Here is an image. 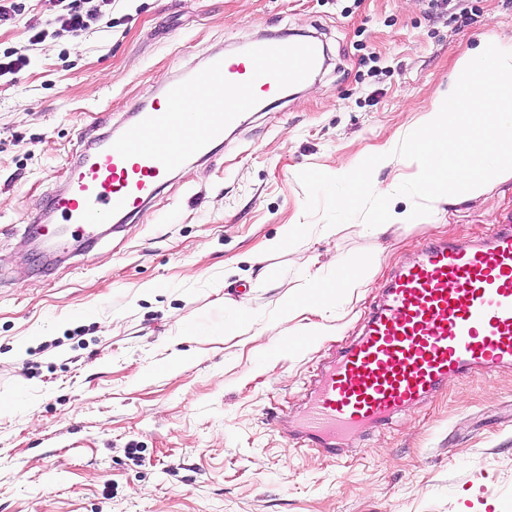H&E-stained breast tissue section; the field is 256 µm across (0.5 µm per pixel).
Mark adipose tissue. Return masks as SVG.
<instances>
[{
    "label": "adipose tissue",
    "mask_w": 512,
    "mask_h": 512,
    "mask_svg": "<svg viewBox=\"0 0 512 512\" xmlns=\"http://www.w3.org/2000/svg\"><path fill=\"white\" fill-rule=\"evenodd\" d=\"M308 283V292L302 298L289 302L284 321H291L295 315L305 311L325 308L329 301L345 292L363 287L366 278L358 269L344 266L333 258L312 273Z\"/></svg>",
    "instance_id": "ef3b65f1"
}]
</instances>
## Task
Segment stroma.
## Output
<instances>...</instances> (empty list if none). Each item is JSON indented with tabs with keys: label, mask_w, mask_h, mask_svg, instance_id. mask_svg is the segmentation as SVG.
Returning <instances> with one entry per match:
<instances>
[{
	"label": "stroma",
	"mask_w": 512,
	"mask_h": 512,
	"mask_svg": "<svg viewBox=\"0 0 512 512\" xmlns=\"http://www.w3.org/2000/svg\"><path fill=\"white\" fill-rule=\"evenodd\" d=\"M17 2L0 21V53L31 59L0 76V512H512L509 368L450 379L333 458L286 438L399 265L512 214L509 180L376 237L364 185L328 181L397 146L460 56L511 40L512 0H105L78 37L55 23L63 0ZM274 34L326 46L317 79L189 157L120 232L40 257L28 222L92 140L213 51ZM287 224L304 245L270 249ZM333 255L381 264L281 325ZM310 323L323 335L298 336Z\"/></svg>",
	"instance_id": "1"
}]
</instances>
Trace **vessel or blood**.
<instances>
[{
  "mask_svg": "<svg viewBox=\"0 0 512 512\" xmlns=\"http://www.w3.org/2000/svg\"><path fill=\"white\" fill-rule=\"evenodd\" d=\"M319 61L315 42L256 40L169 81L123 136H102L73 164L49 208L63 225L54 246L64 248L71 232L93 238L108 217L136 211L185 155L208 153L246 112L278 101ZM200 86L210 97L195 107ZM504 366H512V216L476 241L421 245L384 285L361 337L316 379L310 420L292 437L333 454L343 437L388 424L448 379Z\"/></svg>",
  "mask_w": 512,
  "mask_h": 512,
  "instance_id": "b4317fda",
  "label": "vessel or blood"
}]
</instances>
